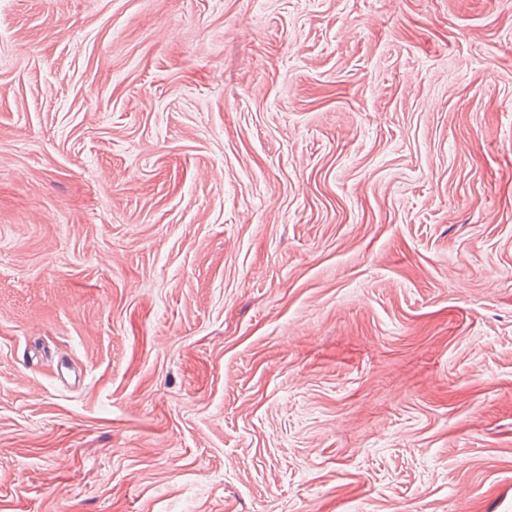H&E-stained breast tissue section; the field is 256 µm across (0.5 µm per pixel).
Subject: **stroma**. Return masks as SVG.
Masks as SVG:
<instances>
[{
	"instance_id": "1",
	"label": "stroma",
	"mask_w": 512,
	"mask_h": 512,
	"mask_svg": "<svg viewBox=\"0 0 512 512\" xmlns=\"http://www.w3.org/2000/svg\"><path fill=\"white\" fill-rule=\"evenodd\" d=\"M0 512H512V0H0Z\"/></svg>"
}]
</instances>
